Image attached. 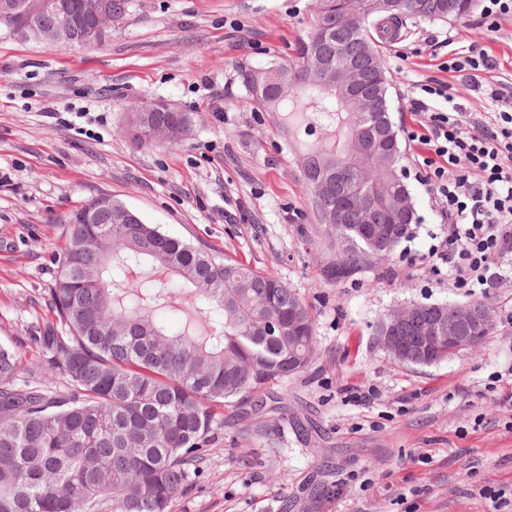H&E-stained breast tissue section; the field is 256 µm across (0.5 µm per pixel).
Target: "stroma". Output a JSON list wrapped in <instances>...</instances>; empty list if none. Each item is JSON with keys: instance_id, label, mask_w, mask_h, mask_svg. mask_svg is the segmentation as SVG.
Returning <instances> with one entry per match:
<instances>
[{"instance_id": "35a3bbf8", "label": "stroma", "mask_w": 512, "mask_h": 512, "mask_svg": "<svg viewBox=\"0 0 512 512\" xmlns=\"http://www.w3.org/2000/svg\"><path fill=\"white\" fill-rule=\"evenodd\" d=\"M316 0H128L101 42L60 47L0 27V342L22 379L61 390L28 342L46 316L67 217L107 194L170 236L204 243L282 281L316 328L301 373L262 411L225 413L202 478L172 512H512V286L453 284L432 266L442 221L411 135L421 85L448 83L467 111L497 105L447 69L455 51L493 62L479 84L512 96V12L409 25L384 46L407 183L419 219L388 258L340 280L300 178L303 147L253 106L238 67L294 57ZM165 101L194 119L187 140L136 145L127 108ZM492 307L486 343L447 361L402 364L378 343L410 303Z\"/></svg>"}]
</instances>
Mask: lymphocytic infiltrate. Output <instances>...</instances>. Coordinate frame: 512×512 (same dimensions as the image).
<instances>
[{"mask_svg": "<svg viewBox=\"0 0 512 512\" xmlns=\"http://www.w3.org/2000/svg\"><path fill=\"white\" fill-rule=\"evenodd\" d=\"M501 108L481 115L433 112L417 157L445 223L431 253L462 284L500 287V262L512 254V98L488 91Z\"/></svg>", "mask_w": 512, "mask_h": 512, "instance_id": "f902f5d3", "label": "lymphocytic infiltrate"}]
</instances>
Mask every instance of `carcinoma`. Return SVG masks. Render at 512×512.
Returning <instances> with one entry per match:
<instances>
[{"instance_id":"obj_1","label":"carcinoma","mask_w":512,"mask_h":512,"mask_svg":"<svg viewBox=\"0 0 512 512\" xmlns=\"http://www.w3.org/2000/svg\"><path fill=\"white\" fill-rule=\"evenodd\" d=\"M36 0H0V23L35 36L57 15ZM419 14L356 20L330 39L312 25L293 62L263 68L244 64L238 75L251 103L287 112L288 132L307 142L304 158L343 159L360 126L386 113L346 111L336 91L307 68L312 51L353 60L371 95L391 81L381 43L417 21L457 19L471 0H418ZM348 0H319L315 19L337 15ZM146 143L184 140L175 130L191 116L168 106L149 113ZM368 176L383 196L375 223L393 224L381 250L389 255L416 223L409 186L384 162ZM336 192L311 199L315 221L336 250L331 280L368 265L371 242L356 214L339 215ZM405 208L397 221L389 212ZM95 200L67 217L69 234L44 304L50 316L32 343L48 370L65 378L70 394L19 384L22 355L0 343V512H170L201 475L213 430L224 410L262 408L268 386L311 362L314 320L299 295L274 277L205 244L193 245L150 224H123V204L89 221ZM178 309L172 331L158 313Z\"/></svg>"}]
</instances>
